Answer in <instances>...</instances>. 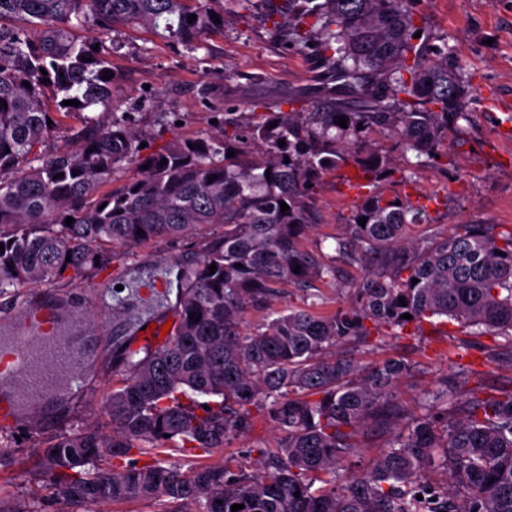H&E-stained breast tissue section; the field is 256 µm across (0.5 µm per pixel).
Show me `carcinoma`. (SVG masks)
Returning <instances> with one entry per match:
<instances>
[{
	"label": "carcinoma",
	"instance_id": "carcinoma-1",
	"mask_svg": "<svg viewBox=\"0 0 512 512\" xmlns=\"http://www.w3.org/2000/svg\"><path fill=\"white\" fill-rule=\"evenodd\" d=\"M258 2L0 0V292L68 271L82 282L118 248L223 227L176 264L169 335L124 353V377L103 397L111 433L60 436L40 450V465L59 498L89 510L136 501L152 512H231L235 504L244 505L238 512H512V383L484 392L482 373L463 363L471 345L452 344L458 375L426 391L403 423L394 389L408 363L364 366L354 356L374 333L398 337L409 322L435 317L512 344V225L452 224L416 238L412 227L430 222L425 207L374 192L335 238L338 257L364 264L359 278L343 282L336 262L302 245L316 221L310 190L328 173L349 160L375 179L387 172L383 155L351 158L368 132L386 131L415 153L401 175L410 183L414 167L447 155L448 128L469 122V80L448 63L447 43L415 37L425 28L413 0H287L288 16L272 9L266 20L320 58L327 86L315 111L226 120L146 156L103 79L112 68L73 35L79 26L98 38L131 26L195 52L225 5L238 13ZM48 87L54 112L42 98ZM62 117L76 123L48 151ZM318 281L344 283L348 305L319 312L321 295L310 291ZM292 285L304 292L301 304L244 328L248 310ZM258 414L279 438L251 471L230 461L184 470L133 458L220 450ZM368 422L391 438L369 470L351 474L352 433Z\"/></svg>",
	"mask_w": 512,
	"mask_h": 512
}]
</instances>
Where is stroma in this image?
Masks as SVG:
<instances>
[{
  "label": "stroma",
  "instance_id": "1",
  "mask_svg": "<svg viewBox=\"0 0 512 512\" xmlns=\"http://www.w3.org/2000/svg\"><path fill=\"white\" fill-rule=\"evenodd\" d=\"M414 10L426 32L448 44L450 57L465 66L473 87L468 104L470 122L448 134V155L417 168L412 185L399 172L409 160L399 143L375 132L363 151L389 156L393 173L363 185L362 193L348 190L345 179L353 171L345 165L328 175L310 201L319 221L303 239L305 248L339 235L362 200L373 191L386 196L411 195L425 205L433 223L512 225V139L498 128L512 124V0H415ZM94 48L112 64V99L119 111L132 113L137 129L152 148L172 139L197 138L213 131L214 121L234 113L240 123L265 112L312 111L322 95L321 69L310 54L284 43L265 19L264 7L244 14L228 12L223 27L203 38V47L189 52L150 33L120 28ZM220 226L205 225L178 240L158 238L127 248L121 258L100 267L84 287L69 278L47 286L8 288L0 293V338L10 335L23 313L47 306L59 316L61 331L86 348L83 387H70L71 371L45 398L24 409L12 430L0 431V500L18 503L29 512H71L58 499L48 477L37 469L44 441L85 428L108 430L101 396L119 379L118 354L135 344L148 322L171 319L165 301L149 297L147 284L193 251ZM95 312L94 321L81 319ZM466 336L457 322L408 325L403 338L386 341L371 351L360 350L359 361L373 365L395 357L412 364L395 397L407 415L417 414L422 394L444 378L455 376L443 342L436 335ZM470 360L485 371L486 388L512 378V344L488 335L475 338ZM278 434L265 417L253 429L212 453L169 451L177 466L193 462L220 464L239 459L246 448H272Z\"/></svg>",
  "mask_w": 512,
  "mask_h": 512
}]
</instances>
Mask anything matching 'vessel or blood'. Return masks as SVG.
I'll list each match as a JSON object with an SVG mask.
<instances>
[{
  "label": "vessel or blood",
  "instance_id": "1",
  "mask_svg": "<svg viewBox=\"0 0 512 512\" xmlns=\"http://www.w3.org/2000/svg\"><path fill=\"white\" fill-rule=\"evenodd\" d=\"M44 308L27 312L26 323L18 327L13 345L0 352V372L23 377V398L32 399L54 383L63 367L79 368L83 363L79 347L61 335Z\"/></svg>",
  "mask_w": 512,
  "mask_h": 512
}]
</instances>
